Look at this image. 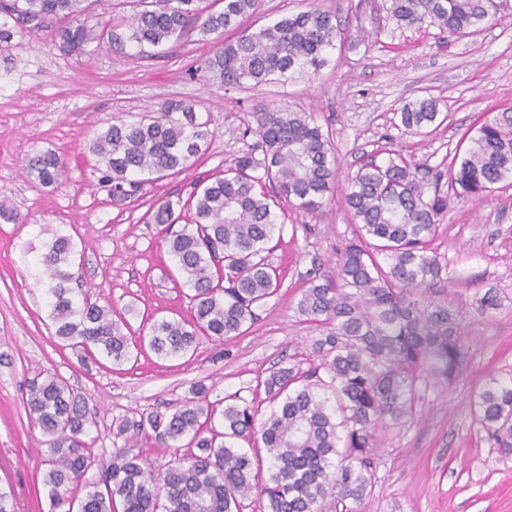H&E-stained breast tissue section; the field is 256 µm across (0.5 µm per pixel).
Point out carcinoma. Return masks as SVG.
Listing matches in <instances>:
<instances>
[{"instance_id": "1", "label": "carcinoma", "mask_w": 512, "mask_h": 512, "mask_svg": "<svg viewBox=\"0 0 512 512\" xmlns=\"http://www.w3.org/2000/svg\"><path fill=\"white\" fill-rule=\"evenodd\" d=\"M92 2L0 0V12L30 31L51 28L54 42L68 53L93 40L115 52L129 46L142 52L193 29L203 35L237 30L206 63L227 90L285 84L300 69L318 71L345 31L339 17L318 8L242 31L257 0H222L220 11L206 0H135L136 11H110L96 33L85 22ZM385 9L402 25L429 22L461 37L511 16L512 0H385ZM440 115L436 99L417 98L403 105L400 126L418 133ZM243 121L242 138L252 134L257 141L244 143L232 165L194 188L182 228L174 229L181 215L169 200L153 215L164 225L194 302L192 321L152 325L148 346L159 357L180 358L201 336L222 341L253 324L284 280L270 261L271 243L283 231L275 208L284 200L314 213L335 186L332 133L312 114L264 107L245 113ZM212 136L210 120L194 106L164 101L138 121L110 124L89 149L115 193L125 196L184 171ZM467 139L463 155L449 163L445 190L442 172L400 156L366 161L348 176L344 200L353 237L336 277L312 269L297 303L300 315L326 325L327 332L315 340L307 369L279 367L259 380L273 405L263 422H257L255 401L233 394L213 403L201 384L168 414L121 419L118 436L186 448L157 469L126 451L95 450L86 437L99 412L64 378L48 373L30 381L26 407L45 437L42 483L50 512H241L253 492L259 512H323L328 498L352 512L346 501L366 494L375 468L376 430L412 416L429 382L453 381L464 364L448 307L423 297L451 279L432 242L449 195L478 197L512 179V114L483 113ZM24 169L49 186L67 166L47 150L28 157ZM75 252L71 235L55 234L35 273L47 288L54 334L120 365L131 354L127 322L112 317L108 302L74 298ZM474 408L487 440L511 457L512 377L489 381L475 395ZM239 439L253 442V451L237 448Z\"/></svg>"}]
</instances>
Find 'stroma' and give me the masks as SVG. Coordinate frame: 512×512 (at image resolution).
I'll return each mask as SVG.
<instances>
[{
  "label": "stroma",
  "mask_w": 512,
  "mask_h": 512,
  "mask_svg": "<svg viewBox=\"0 0 512 512\" xmlns=\"http://www.w3.org/2000/svg\"><path fill=\"white\" fill-rule=\"evenodd\" d=\"M384 0H259L245 21L257 29L318 7L349 21V31L315 74L287 84L225 90L205 68L219 51L218 35L190 32L161 56L127 55L91 42L82 54L56 48L49 32H17L0 46V201L19 214L0 220V488L13 489L16 512H48L35 495L46 471L41 434L26 409V387L55 372L99 409L94 447H125L114 435L123 417L167 412L204 385L209 401L229 394L252 399L256 380L276 367L304 364L324 326L306 321L297 303L312 264L335 275L354 222L344 202L346 178L364 162L397 152L446 170L455 149L484 112L512 113V16L468 37L448 40L438 26L397 25ZM437 99L447 119L404 132L402 106ZM162 101L194 103L210 115L214 136L182 173L145 185L119 200L101 178L87 147L118 119H133ZM261 107L309 112L333 132L338 178L316 214L283 205L284 230L270 255L285 274L277 295L250 329L215 342L200 339L193 354L163 360L150 350L119 366L54 334L43 288L31 275L45 241L71 234L78 248L72 270L80 294L109 301L129 315L134 337H148L164 318L191 320L183 286L152 218L158 204L187 200L197 179L229 166L243 146L241 117ZM55 150L67 173L42 186L23 171L26 157ZM451 279L431 299L455 315L466 353L452 383L431 382L404 426L380 431L372 489L354 512H512V458L501 456L474 421L471 397L490 377L512 375V180L478 199H454L433 243ZM502 304L489 314L475 305L487 289Z\"/></svg>",
  "instance_id": "35a3bbf8"
}]
</instances>
